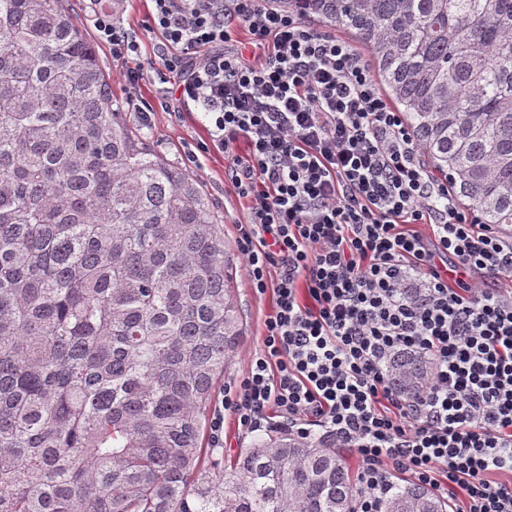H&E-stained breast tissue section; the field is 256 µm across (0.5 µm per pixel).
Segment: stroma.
Instances as JSON below:
<instances>
[{
    "instance_id": "1",
    "label": "stroma",
    "mask_w": 512,
    "mask_h": 512,
    "mask_svg": "<svg viewBox=\"0 0 512 512\" xmlns=\"http://www.w3.org/2000/svg\"><path fill=\"white\" fill-rule=\"evenodd\" d=\"M63 6L71 14L75 24L81 28L95 49L105 73L112 83V92L122 103L127 120L147 135L148 145L172 161L191 171L212 199L216 212L224 226L228 241L237 238V226L246 214L243 203L232 190L225 171L227 161L222 151L211 149L202 152V144L209 140L208 123L202 113L173 112L159 94V84L153 75H145L134 91H127L124 81V60L113 56L110 48L98 43L95 31L87 18L85 0H64ZM150 0H114L112 10L125 27L138 31L142 65L154 59L156 35L144 32L143 25L151 9ZM151 108L149 120H142L140 105ZM239 304L244 323V336L239 353L224 375L225 386L233 385L243 376L250 353L261 343L263 322L273 310L272 294L256 295L245 272L236 278Z\"/></svg>"
}]
</instances>
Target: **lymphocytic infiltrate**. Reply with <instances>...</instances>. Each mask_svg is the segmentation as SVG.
I'll return each mask as SVG.
<instances>
[{
    "label": "lymphocytic infiltrate",
    "instance_id": "f902f5d3",
    "mask_svg": "<svg viewBox=\"0 0 512 512\" xmlns=\"http://www.w3.org/2000/svg\"><path fill=\"white\" fill-rule=\"evenodd\" d=\"M156 74L175 111L211 121L213 147L247 202L236 243L256 293L274 312L210 429L224 415L257 431L269 413L309 437L313 427L362 462L357 512H382L394 474L458 512H512V235L461 211L431 178L424 150L370 66L345 40L280 0H153ZM98 39L134 60L136 32L92 8ZM246 28L250 44L233 43ZM248 153L234 154L238 141ZM427 224L431 239L406 232ZM403 350L433 361L418 392L394 389ZM507 480H500V473Z\"/></svg>",
    "mask_w": 512,
    "mask_h": 512
}]
</instances>
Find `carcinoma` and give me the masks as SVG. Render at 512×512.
<instances>
[{
    "mask_svg": "<svg viewBox=\"0 0 512 512\" xmlns=\"http://www.w3.org/2000/svg\"><path fill=\"white\" fill-rule=\"evenodd\" d=\"M62 0H0V512H353L336 438L207 447L243 333L231 245ZM370 52L458 205L512 228V0H285ZM428 358L401 352L412 393ZM448 512L392 486L383 512Z\"/></svg>",
    "mask_w": 512,
    "mask_h": 512,
    "instance_id": "carcinoma-1",
    "label": "carcinoma"
}]
</instances>
